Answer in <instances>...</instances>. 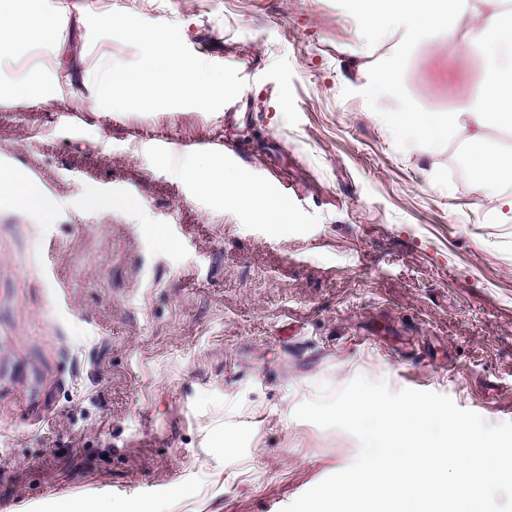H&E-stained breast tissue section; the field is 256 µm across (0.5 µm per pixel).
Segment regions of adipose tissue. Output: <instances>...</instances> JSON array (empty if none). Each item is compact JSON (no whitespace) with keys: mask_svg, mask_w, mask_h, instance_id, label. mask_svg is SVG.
I'll use <instances>...</instances> for the list:
<instances>
[{"mask_svg":"<svg viewBox=\"0 0 512 512\" xmlns=\"http://www.w3.org/2000/svg\"><path fill=\"white\" fill-rule=\"evenodd\" d=\"M362 30L386 31L397 27L401 40L411 44L440 29L449 46L479 49L485 75L475 94L457 110L443 113L411 105L394 118L396 126L410 129L421 140L463 137L471 146L472 174L480 184L495 186L500 200L512 206V153L484 147L489 128L512 130V67L503 65L499 52L512 43V23L503 24L498 0H348ZM186 177L223 193L226 202L250 217L281 229L288 219L287 203L268 189L224 177V163L216 160L186 170Z\"/></svg>","mask_w":512,"mask_h":512,"instance_id":"ef3b65f1","label":"adipose tissue"}]
</instances>
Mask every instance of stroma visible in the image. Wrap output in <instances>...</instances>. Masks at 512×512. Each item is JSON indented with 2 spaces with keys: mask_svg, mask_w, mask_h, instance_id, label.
Instances as JSON below:
<instances>
[{
  "mask_svg": "<svg viewBox=\"0 0 512 512\" xmlns=\"http://www.w3.org/2000/svg\"><path fill=\"white\" fill-rule=\"evenodd\" d=\"M58 39L0 27V157L58 205L0 201V496L24 512H281L357 440L295 419L363 374L512 422V208L451 185L459 142L409 144L387 116L459 108L483 78L443 32L361 31L346 0H17ZM173 22L246 85L217 112L99 106L87 14ZM401 56V85L379 84ZM172 136L180 151L159 149ZM221 139L214 149L213 139ZM288 201L287 232L181 176L189 164ZM131 189L142 207L89 198ZM230 442L220 451L221 442ZM40 80L38 75H33L27 84L15 86L9 90V97L15 106L28 105L40 98Z\"/></svg>",
  "mask_w": 512,
  "mask_h": 512,
  "instance_id": "stroma-1",
  "label": "stroma"
}]
</instances>
